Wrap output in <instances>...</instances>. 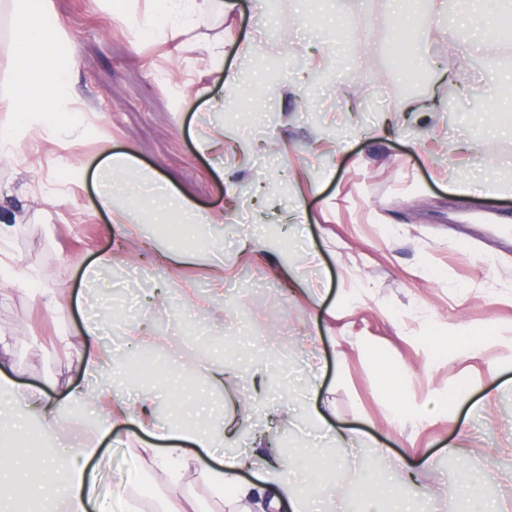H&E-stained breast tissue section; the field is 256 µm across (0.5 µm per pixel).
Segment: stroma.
I'll return each mask as SVG.
<instances>
[{
	"mask_svg": "<svg viewBox=\"0 0 512 512\" xmlns=\"http://www.w3.org/2000/svg\"><path fill=\"white\" fill-rule=\"evenodd\" d=\"M224 22L160 26L152 0H47L68 42L69 90L78 110L65 129L38 126L0 161V212L17 222L0 237L17 282L0 283V333L15 390L62 402L83 384L84 311L112 319L105 346L141 331L140 352H115L129 390L159 376L177 389H208L207 409L184 424L222 437L249 434L237 403L306 398L366 449L344 468L353 484L412 466L431 497L426 512H470L445 490L459 479L488 505H512V112L490 109L512 55L488 37L463 43L456 16L425 49L400 40L407 14L391 0H235ZM224 43L225 67L245 75L236 111L209 109L219 85L208 46ZM330 68L335 78L310 82ZM224 126V151L201 138ZM133 150L141 167L169 179L202 213L222 211L224 233L203 248L180 227H146L114 242L96 205L101 148ZM496 158L486 170L484 153ZM175 248L182 265L164 262ZM224 255V291L212 295L214 252ZM115 254L96 287L85 269ZM300 266L315 298L288 292L279 265ZM55 291L53 309L43 295ZM494 324L472 351H435L430 336ZM273 365L262 390L253 367ZM400 368L414 415L397 426L381 365ZM225 369L207 388V368ZM466 388L453 406L448 393ZM98 404L70 408L64 437L0 436V456L49 458L62 443L96 441L85 471L94 498L127 512L129 487L164 505L178 486L194 512H229L192 458L176 471L143 466L127 421L99 431ZM458 453H448L450 445ZM433 465H423V458Z\"/></svg>",
	"mask_w": 512,
	"mask_h": 512,
	"instance_id": "stroma-1",
	"label": "stroma"
}]
</instances>
